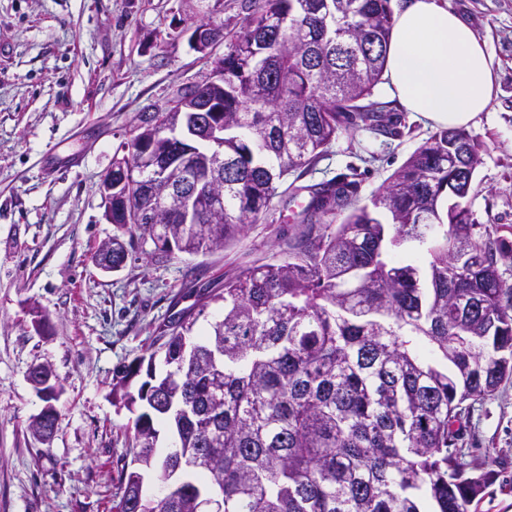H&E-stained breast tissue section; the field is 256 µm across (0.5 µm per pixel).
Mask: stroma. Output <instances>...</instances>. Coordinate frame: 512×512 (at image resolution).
I'll use <instances>...</instances> for the list:
<instances>
[{
    "mask_svg": "<svg viewBox=\"0 0 512 512\" xmlns=\"http://www.w3.org/2000/svg\"><path fill=\"white\" fill-rule=\"evenodd\" d=\"M447 2L484 43L499 82L468 128L481 163L467 205L475 223L512 243V0ZM248 4L0 0V512H115L134 420L112 401L117 369L149 356L160 327L200 288L288 258L297 223L277 201L228 248L162 263L137 239L119 271L94 262L115 232L100 184L138 114L201 82L225 46L198 52L194 29L239 31ZM404 118L398 137L339 131L298 179L297 203H308L309 186L352 173L368 204L436 130L417 113ZM36 310L46 329L34 326ZM41 364L61 385L48 441L29 430L43 402L27 373ZM458 448L470 467L494 464L470 512H512V381L474 405Z\"/></svg>",
    "mask_w": 512,
    "mask_h": 512,
    "instance_id": "1",
    "label": "stroma"
}]
</instances>
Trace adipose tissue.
Here are the masks:
<instances>
[{"label":"adipose tissue","instance_id":"adipose-tissue-1","mask_svg":"<svg viewBox=\"0 0 512 512\" xmlns=\"http://www.w3.org/2000/svg\"><path fill=\"white\" fill-rule=\"evenodd\" d=\"M384 79L405 110L462 130L496 93L491 56L443 0H407L395 13Z\"/></svg>","mask_w":512,"mask_h":512}]
</instances>
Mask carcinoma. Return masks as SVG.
I'll list each match as a JSON object with an SVG mask.
<instances>
[{"mask_svg": "<svg viewBox=\"0 0 512 512\" xmlns=\"http://www.w3.org/2000/svg\"><path fill=\"white\" fill-rule=\"evenodd\" d=\"M224 53V89L202 81L179 101L224 94V148L194 145L196 163L224 176V214L181 220L175 184L150 178L128 140L127 176L146 186L143 224L124 235L154 243L151 257L199 255L239 240L288 175L313 165L350 127L399 134L391 103L374 98L393 26V0H252ZM166 112L145 113L160 137ZM481 146L463 130L430 135L358 205L354 174L309 187L288 260L262 264L200 294L197 311L164 325L167 340L122 367L112 397L136 413L133 461L123 467L117 512H469L493 471L467 473L451 446L468 401L512 379V286L499 263L512 246L479 235L466 199L448 194ZM167 223L150 224L158 203ZM427 261L395 259L406 241ZM173 247H167V242ZM221 319L189 340L199 316ZM146 367L137 394L128 378ZM168 421L185 461L163 497L171 454L156 453L155 422Z\"/></svg>", "mask_w": 512, "mask_h": 512, "instance_id": "1", "label": "carcinoma"}]
</instances>
